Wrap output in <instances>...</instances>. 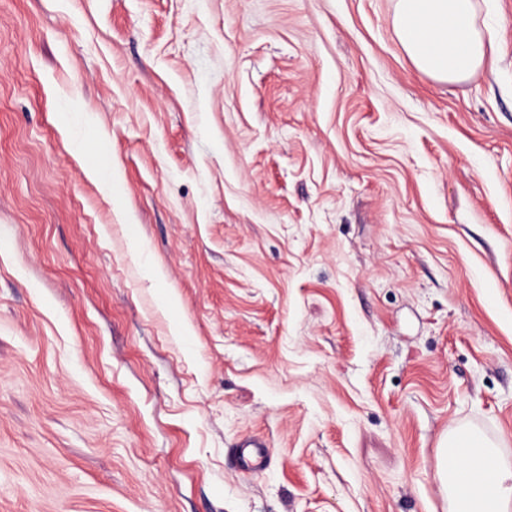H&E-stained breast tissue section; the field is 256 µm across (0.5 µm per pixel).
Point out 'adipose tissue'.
<instances>
[{"label":"adipose tissue","instance_id":"1","mask_svg":"<svg viewBox=\"0 0 512 512\" xmlns=\"http://www.w3.org/2000/svg\"><path fill=\"white\" fill-rule=\"evenodd\" d=\"M481 10V0H396L392 24L420 73L459 82L487 61ZM436 479L448 512H512V452L480 427L459 424L441 437Z\"/></svg>","mask_w":512,"mask_h":512}]
</instances>
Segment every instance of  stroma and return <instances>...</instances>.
Returning <instances> with one entry per match:
<instances>
[{
	"label": "stroma",
	"mask_w": 512,
	"mask_h": 512,
	"mask_svg": "<svg viewBox=\"0 0 512 512\" xmlns=\"http://www.w3.org/2000/svg\"><path fill=\"white\" fill-rule=\"evenodd\" d=\"M394 5L0 0V512H448L512 442V0L454 83ZM506 442L469 423L441 437L435 469L448 512L512 510V457Z\"/></svg>",
	"instance_id": "35a3bbf8"
}]
</instances>
